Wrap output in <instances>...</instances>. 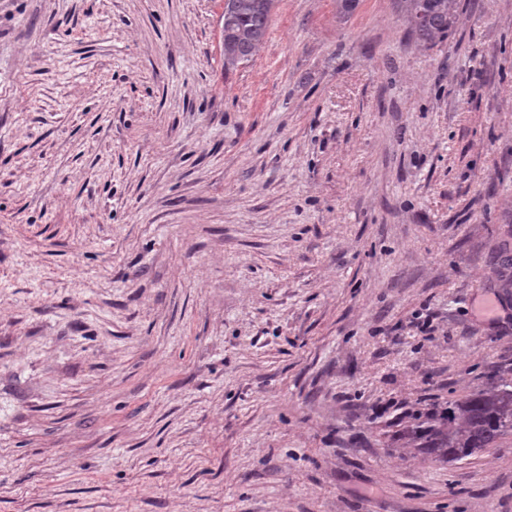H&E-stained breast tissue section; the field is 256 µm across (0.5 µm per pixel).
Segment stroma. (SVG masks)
Segmentation results:
<instances>
[{"instance_id": "stroma-1", "label": "stroma", "mask_w": 512, "mask_h": 512, "mask_svg": "<svg viewBox=\"0 0 512 512\" xmlns=\"http://www.w3.org/2000/svg\"><path fill=\"white\" fill-rule=\"evenodd\" d=\"M0 0V512H512V0ZM274 0H224V69L232 71L266 43ZM410 32L424 44L436 46L448 38L461 0H400ZM480 391L427 413L411 430L419 452L453 462L492 448L512 434V388Z\"/></svg>"}]
</instances>
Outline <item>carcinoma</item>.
<instances>
[{
    "instance_id": "cac0c4a2",
    "label": "carcinoma",
    "mask_w": 512,
    "mask_h": 512,
    "mask_svg": "<svg viewBox=\"0 0 512 512\" xmlns=\"http://www.w3.org/2000/svg\"><path fill=\"white\" fill-rule=\"evenodd\" d=\"M410 32L435 46L448 38L461 0H400ZM274 0H224V72L251 59L266 43ZM418 451L442 461L468 458L512 434V388L480 391L418 418Z\"/></svg>"
}]
</instances>
